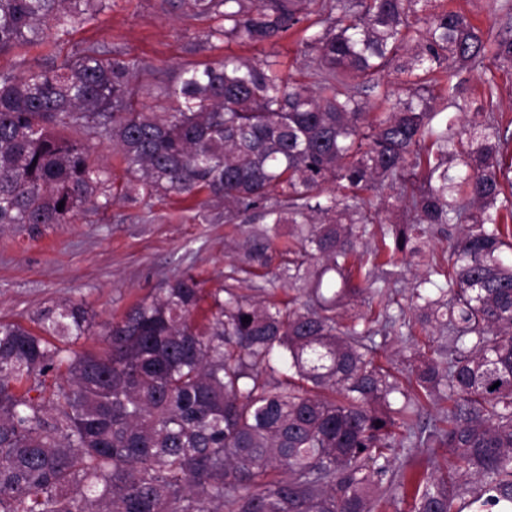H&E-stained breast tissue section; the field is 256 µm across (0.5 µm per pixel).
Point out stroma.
Listing matches in <instances>:
<instances>
[{"instance_id": "1", "label": "stroma", "mask_w": 512, "mask_h": 512, "mask_svg": "<svg viewBox=\"0 0 512 512\" xmlns=\"http://www.w3.org/2000/svg\"><path fill=\"white\" fill-rule=\"evenodd\" d=\"M96 18L75 25L50 45H24L0 55V70H24L61 60L76 47L94 44L140 60L147 68L136 109L157 105V86L190 63L220 60L234 54L254 59L276 56L293 80L309 82L311 69L303 53L302 28H294L277 44L249 46L218 40L193 52L189 43L213 25L207 17L188 19L169 0H107ZM489 33L512 36V9H499L495 0H448ZM495 92H488V85ZM457 106L448 117L461 126L483 120L487 112L512 120V69L485 60L483 66L462 69ZM95 157L110 172L107 207L90 210L71 224H48L38 232L20 226L0 228V320L32 326L38 312L54 302L84 301L96 326L120 318L136 301L154 294L164 280L190 271L219 287L231 261L229 246L244 239L251 225L228 227L204 223L202 198L170 194L153 199L151 207L124 195L127 176L109 141L91 138Z\"/></svg>"}]
</instances>
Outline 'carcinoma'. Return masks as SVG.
I'll return each instance as SVG.
<instances>
[{"mask_svg": "<svg viewBox=\"0 0 512 512\" xmlns=\"http://www.w3.org/2000/svg\"><path fill=\"white\" fill-rule=\"evenodd\" d=\"M92 2L0 0V55L59 40ZM172 5L217 22L195 48L272 45L316 16L304 50L315 81L226 55L180 69L160 110L138 111L145 67L93 45L0 70V227L71 224L102 206L107 169L56 127L112 142L128 197L205 192L224 223L262 224L235 245L221 287L176 274L103 325L104 356L68 352L92 327L81 301L56 302L34 329L0 320V512L509 507L512 165L500 156L512 126L490 112L455 129L448 108L461 69L512 67V37L445 0ZM391 68L405 75L398 96L382 82ZM386 187L414 213L380 226L394 250L436 224L462 236L447 265L428 259L398 313L386 304L344 325L340 309L392 284L393 254L357 252ZM280 287L293 295L276 298ZM432 323L433 355L414 353L406 376L378 362L375 336L411 340ZM434 396L448 407L424 421ZM397 447L442 449L447 462L398 474Z\"/></svg>", "mask_w": 512, "mask_h": 512, "instance_id": "obj_1", "label": "carcinoma"}]
</instances>
